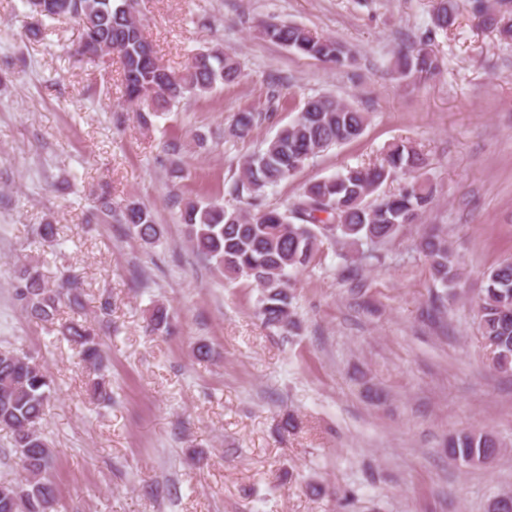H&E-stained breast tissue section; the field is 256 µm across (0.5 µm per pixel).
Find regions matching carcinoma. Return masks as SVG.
Instances as JSON below:
<instances>
[{"label":"carcinoma","mask_w":512,"mask_h":512,"mask_svg":"<svg viewBox=\"0 0 512 512\" xmlns=\"http://www.w3.org/2000/svg\"><path fill=\"white\" fill-rule=\"evenodd\" d=\"M498 34L512 41V0H436L433 30H446L460 8ZM38 17L66 18L80 27L75 54L91 62L106 54H119L126 101L143 102L149 110L139 113L140 122L187 96H203L217 84H234L241 76L239 61L217 49L194 54L182 71L168 69L156 57L135 14V0H49ZM266 37L303 55L332 63L338 69L352 66L355 56L334 38L319 36L305 27L268 23ZM439 68L437 57L422 43L394 54L393 70L400 77L421 78ZM259 112L237 113L229 135L246 138L261 119ZM369 123L368 113L328 95L306 98L299 115L266 141L263 149L247 156L234 185L236 198L245 206L230 208L213 203L172 199L193 248L216 260L224 274L254 280L261 288L258 315L264 324L290 328L292 274L315 262L323 239L348 247L343 259L348 268L357 266L365 254L351 250L359 244L375 248L396 238L419 221L433 200L431 185L419 178L426 166L423 154L410 143L390 145L378 163L347 166L334 177L307 185L285 210L263 206L266 189L288 179L311 158L344 143L358 140ZM405 177L401 188L378 195L387 180ZM103 222L125 224L145 244L159 239L160 228L153 213L136 200L116 207L103 190L95 199ZM420 252L432 275L448 287L458 274V259L448 237L436 229L421 237ZM486 286L475 301L482 337L495 345L492 367L512 370V258L489 268ZM69 275L55 286L45 278L40 257L22 264L13 283L16 305L31 319L55 325L64 301L82 307L80 295ZM165 307L156 305L149 316L151 330L169 327ZM59 325V324H57ZM61 335L79 346L81 360L91 366L101 358V349L90 328L76 320L59 325ZM53 391V379L31 355L17 349L0 350V426L13 434V448L21 470L33 479L0 482V512H53L56 487L50 479L52 454L41 431L45 405ZM500 441L489 433L462 431L448 440V455L464 464L490 465L501 452Z\"/></svg>","instance_id":"obj_1"}]
</instances>
